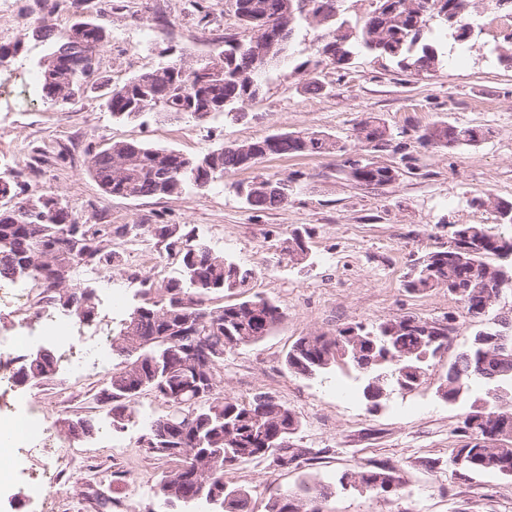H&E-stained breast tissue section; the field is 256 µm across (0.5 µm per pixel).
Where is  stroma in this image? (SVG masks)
<instances>
[{
    "instance_id": "stroma-1",
    "label": "stroma",
    "mask_w": 512,
    "mask_h": 512,
    "mask_svg": "<svg viewBox=\"0 0 512 512\" xmlns=\"http://www.w3.org/2000/svg\"><path fill=\"white\" fill-rule=\"evenodd\" d=\"M19 24L12 38L18 52L0 65V166H7L22 193L51 190L86 224H192L215 250L251 268L246 295L260 294L284 317L263 342L224 357V392L246 400L261 392L275 396L302 422L301 447L316 460L287 469L266 461L226 471L225 482L247 488V512H267L272 497L304 480L325 485L324 512H512V478L487 472L461 475L451 452L455 430L469 412L470 399L449 404L437 394L447 362L477 330L447 289L415 295L403 281L415 259L448 243L452 224L495 225L492 209L472 206L489 193L512 201V68L492 52L503 34L499 13L477 9L475 32L464 43L443 40L436 72L405 75L388 59L363 53L349 70L331 65L315 73L299 71L312 53L313 29L300 28L289 44L290 59L270 70L261 95L243 104V118L218 116L206 122L155 115L116 121L95 93L70 105L45 99L38 84L47 45L32 33L40 21L55 33L80 19L103 26L109 43L101 72L120 85L133 75L174 59L182 49L207 55L227 35H242L233 0H58L47 11L40 0H10ZM154 29L144 40L145 29ZM325 88L307 91L312 78ZM374 117L390 134L378 160L397 167V180L381 189L352 183L344 157L365 156L355 136L357 124ZM438 121L484 128L474 147L446 149L420 143L419 133ZM321 131L345 145V155L271 156L226 175L223 182L181 197L122 198L105 195L88 169L92 147L137 141L195 155L224 142L243 143L275 132ZM291 178L287 203L266 210L249 208L236 182ZM297 227L314 231L306 260L289 261L284 240ZM120 263L112 274L113 301L99 299L94 319L66 320L58 332L81 348L85 339L111 340L138 303L141 279L163 284L176 264L153 239L116 236ZM457 316V330L441 362L412 392L396 391L377 413H368L351 375L336 370L307 380L288 372L284 357L302 336L329 332L346 323H377L402 315L439 319ZM104 376L76 378L58 365L52 380L24 393L37 403L52 428L58 482L42 499H30L29 484L40 477L45 450L24 449V469L0 491V512H99L98 495L112 499V512H156L158 478L175 461L147 455L138 437L165 407L141 393L135 423L115 433L102 425L106 414L95 399ZM84 416L97 421L88 437L70 439L60 422ZM386 460L406 479L402 498L388 503L369 491L341 486L342 473L369 460ZM435 467H427V460Z\"/></svg>"
}]
</instances>
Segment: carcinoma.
I'll list each match as a JSON object with an SVG mask.
<instances>
[{"label":"carcinoma","instance_id":"cac0c4a2","mask_svg":"<svg viewBox=\"0 0 512 512\" xmlns=\"http://www.w3.org/2000/svg\"><path fill=\"white\" fill-rule=\"evenodd\" d=\"M489 1L494 9L512 17V0H374V9L354 32L338 18L343 0H311L314 8L329 9L321 21L289 11L290 0H234V13L247 32L245 38L220 41L206 56L183 51L172 60L181 69L163 82H150L144 74H137L111 87L102 98V107L115 119L129 118L136 110L196 121L229 115L245 101L257 98L270 68L288 61L290 37L303 25L323 27L326 32L317 34L312 58L297 65L298 70L317 69L324 49L332 53L327 62L338 69L349 68L354 57L366 50L392 60L403 72L428 73L438 67L442 57L440 45L426 37L431 22L438 21L454 41L465 42L474 32L466 28L467 15L476 4ZM79 24L85 26L84 31L77 32L73 25L59 38L50 28L35 26L38 37L49 45L39 74L41 91L61 105L83 97L99 84L98 72L84 60L93 53L103 54L108 33L91 20ZM220 55L224 56L223 77L215 79L209 74L210 65L212 58ZM55 56L67 72L48 62ZM385 132L376 121L365 119L356 127V139L375 152L387 145ZM485 136L481 127L440 121L425 128L419 140L455 149L476 146ZM343 151L345 147L319 131L272 133L230 150L219 144L195 156L123 141L90 153L89 171L108 196L179 197L270 156ZM345 172L354 184L371 189L388 186L398 177L395 167L369 161L351 164ZM0 199L14 201L10 207L0 208V279L39 281L50 292L48 303L80 324L91 322L97 309L95 291L78 286L71 278L80 268L112 276L119 256L112 250L111 225H83L94 247L67 248L66 235L80 221L58 194L49 190L21 198L14 177L2 171ZM244 200L255 209L285 204L281 197L258 189L247 191ZM457 231L459 249L451 254L439 249L418 258L404 288L425 294L445 287L472 321L482 323L489 316L484 301L495 291L497 275L504 272L512 277V264L497 265L487 258L512 259V234L482 224H460ZM130 233L156 240L167 254L178 258V267L159 287L148 278L140 280L136 292L140 302L112 338V351L120 362L108 372L98 395L112 392L109 414L116 432L135 418L132 403L142 391L154 392L167 405L166 413L141 435L146 453L178 462L156 484L155 495L163 508L175 501V512H198L202 504L210 507L209 512H244L249 491L224 483L226 468L257 459L287 467L309 461L312 454V449L297 444L282 447L295 438L301 421L275 397L260 393L246 402L220 390L224 355L264 340L281 322L283 313L258 295L217 308L206 306V297L213 293L247 287L253 271L215 251L195 228L132 224ZM310 238L307 229H293L286 239L288 257L307 251ZM53 266L67 269L68 284L51 281ZM426 326V319L413 315L371 325L349 323L330 333L298 338L285 365L289 372L308 379L322 377L341 363L348 366L362 381L360 398L372 413L367 397L370 378L386 376L389 394L405 385L416 388L437 355L448 347L450 333L429 332ZM56 364L49 350L39 358L26 355L17 362L15 380L24 386H42L53 376ZM203 380L212 382L215 391L198 400ZM476 385L485 387L490 399L473 405L464 416L457 427L460 445L452 452L463 458L468 471L512 477L511 324L487 325L477 331L446 368L438 392L446 402L455 403ZM174 448H184L186 453L177 455ZM347 479L390 501L404 488L402 474L383 460H371L344 473L339 482ZM325 497L324 488L303 482L276 496L269 512H323L319 501Z\"/></svg>","mask_w":512,"mask_h":512}]
</instances>
